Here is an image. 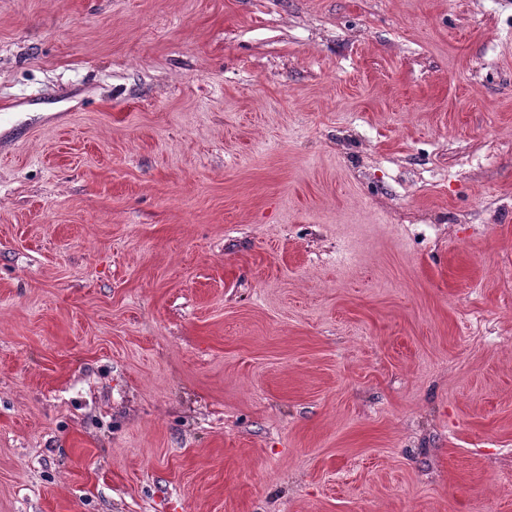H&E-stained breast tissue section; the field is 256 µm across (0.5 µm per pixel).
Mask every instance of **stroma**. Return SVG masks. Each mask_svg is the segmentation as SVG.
Listing matches in <instances>:
<instances>
[{"label": "stroma", "instance_id": "stroma-1", "mask_svg": "<svg viewBox=\"0 0 512 512\" xmlns=\"http://www.w3.org/2000/svg\"><path fill=\"white\" fill-rule=\"evenodd\" d=\"M0 512H512V0H0Z\"/></svg>", "mask_w": 512, "mask_h": 512}]
</instances>
